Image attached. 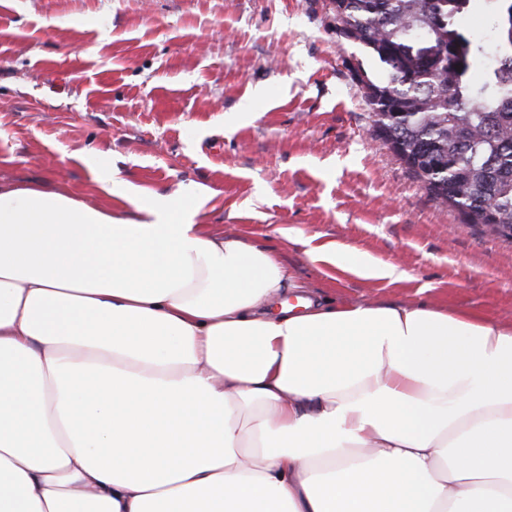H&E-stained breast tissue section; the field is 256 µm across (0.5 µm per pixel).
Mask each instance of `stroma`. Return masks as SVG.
I'll return each instance as SVG.
<instances>
[{
    "instance_id": "obj_1",
    "label": "stroma",
    "mask_w": 512,
    "mask_h": 512,
    "mask_svg": "<svg viewBox=\"0 0 512 512\" xmlns=\"http://www.w3.org/2000/svg\"><path fill=\"white\" fill-rule=\"evenodd\" d=\"M328 0H0V180L91 204L95 162L199 223L274 249L305 295L512 322V239L440 205L374 131L379 66ZM336 242L404 269L364 281L310 261Z\"/></svg>"
}]
</instances>
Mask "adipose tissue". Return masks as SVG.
Wrapping results in <instances>:
<instances>
[{
    "label": "adipose tissue",
    "mask_w": 512,
    "mask_h": 512,
    "mask_svg": "<svg viewBox=\"0 0 512 512\" xmlns=\"http://www.w3.org/2000/svg\"><path fill=\"white\" fill-rule=\"evenodd\" d=\"M97 183L123 208L0 183V512H512V325L289 303L198 194Z\"/></svg>",
    "instance_id": "1"
}]
</instances>
